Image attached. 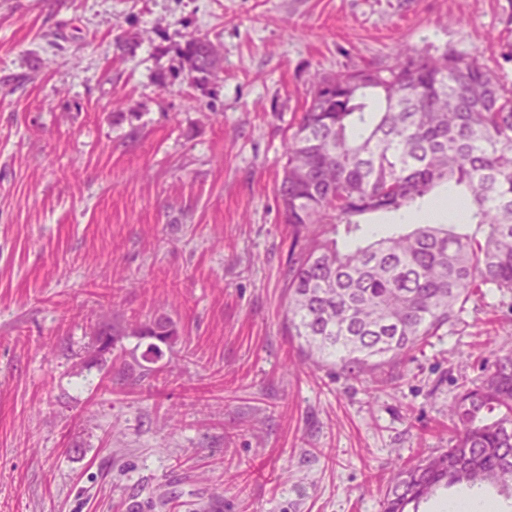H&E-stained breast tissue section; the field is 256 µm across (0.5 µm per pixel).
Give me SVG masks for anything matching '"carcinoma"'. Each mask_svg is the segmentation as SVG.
<instances>
[{
	"instance_id": "carcinoma-1",
	"label": "carcinoma",
	"mask_w": 512,
	"mask_h": 512,
	"mask_svg": "<svg viewBox=\"0 0 512 512\" xmlns=\"http://www.w3.org/2000/svg\"><path fill=\"white\" fill-rule=\"evenodd\" d=\"M210 47H185L204 76ZM284 154L288 334L313 366L358 381L438 335L472 297L512 291V88L481 57L404 46L390 65L316 75ZM441 187L464 204L460 221L367 229L370 216L423 212ZM127 334L151 340L122 371L139 381L178 331L159 317ZM448 420V447L398 470L382 512H419L452 488L512 498L511 353L485 362Z\"/></svg>"
}]
</instances>
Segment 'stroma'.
Returning <instances> with one entry per match:
<instances>
[{"label": "stroma", "instance_id": "35a3bbf8", "mask_svg": "<svg viewBox=\"0 0 512 512\" xmlns=\"http://www.w3.org/2000/svg\"><path fill=\"white\" fill-rule=\"evenodd\" d=\"M405 44L512 87V0H0V512H380L447 447L512 291L362 381L284 327V139L315 74ZM162 316L176 343L119 380ZM210 47V43L199 39L189 41L185 47V55L191 64L192 70L202 74L204 78L211 74L209 61ZM127 333L141 339L156 340L169 348H172L178 336L175 324L166 317H159L148 323L137 325L129 329Z\"/></svg>", "mask_w": 512, "mask_h": 512}]
</instances>
